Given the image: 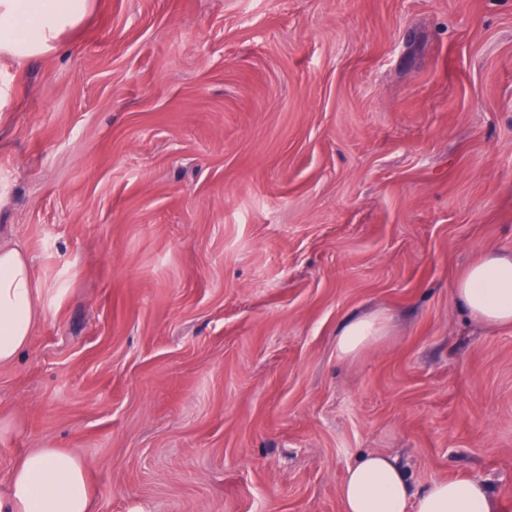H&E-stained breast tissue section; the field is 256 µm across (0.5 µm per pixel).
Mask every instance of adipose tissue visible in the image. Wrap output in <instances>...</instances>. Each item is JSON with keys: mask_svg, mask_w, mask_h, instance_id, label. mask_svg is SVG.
I'll list each match as a JSON object with an SVG mask.
<instances>
[{"mask_svg": "<svg viewBox=\"0 0 512 512\" xmlns=\"http://www.w3.org/2000/svg\"><path fill=\"white\" fill-rule=\"evenodd\" d=\"M91 0H0V54L19 60L56 48L59 37L81 22ZM453 292L483 325L512 324V251L490 250L470 264ZM40 284L30 257L0 246V365L26 347L39 319ZM380 334L375 317L344 325L336 338L339 356L357 354ZM0 512H92L93 494L84 462L59 448H33L9 474ZM343 512H500L485 482L434 481L410 492L399 460L361 454L341 485Z\"/></svg>", "mask_w": 512, "mask_h": 512, "instance_id": "obj_1", "label": "adipose tissue"}]
</instances>
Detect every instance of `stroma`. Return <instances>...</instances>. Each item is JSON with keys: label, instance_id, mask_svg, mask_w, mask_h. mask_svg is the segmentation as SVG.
<instances>
[{"label": "stroma", "instance_id": "35a3bbf8", "mask_svg": "<svg viewBox=\"0 0 512 512\" xmlns=\"http://www.w3.org/2000/svg\"><path fill=\"white\" fill-rule=\"evenodd\" d=\"M6 244L0 490L62 448L93 512H343L377 452L512 512V325L452 291L512 251V0H92L0 55ZM41 290L30 257L18 247L0 246V365L14 361L28 344ZM375 317H361L344 325L336 338V350L340 357L357 354L371 344L380 334Z\"/></svg>", "mask_w": 512, "mask_h": 512}]
</instances>
